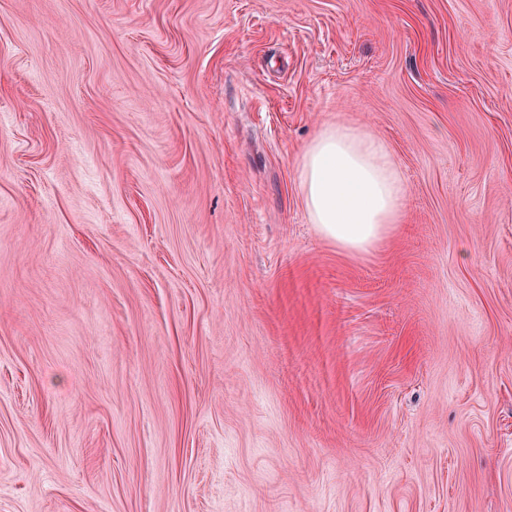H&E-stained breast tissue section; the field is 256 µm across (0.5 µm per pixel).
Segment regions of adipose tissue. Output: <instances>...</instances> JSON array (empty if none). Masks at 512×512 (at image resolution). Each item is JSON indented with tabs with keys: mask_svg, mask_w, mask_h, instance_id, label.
Instances as JSON below:
<instances>
[{
	"mask_svg": "<svg viewBox=\"0 0 512 512\" xmlns=\"http://www.w3.org/2000/svg\"><path fill=\"white\" fill-rule=\"evenodd\" d=\"M299 188L318 234L348 253L374 249L404 218L406 188L388 149L350 125H325L308 144Z\"/></svg>",
	"mask_w": 512,
	"mask_h": 512,
	"instance_id": "adipose-tissue-1",
	"label": "adipose tissue"
}]
</instances>
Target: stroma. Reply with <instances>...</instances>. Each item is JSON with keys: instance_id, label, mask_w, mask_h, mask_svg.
Instances as JSON below:
<instances>
[{"instance_id": "obj_1", "label": "stroma", "mask_w": 512, "mask_h": 512, "mask_svg": "<svg viewBox=\"0 0 512 512\" xmlns=\"http://www.w3.org/2000/svg\"><path fill=\"white\" fill-rule=\"evenodd\" d=\"M0 512H512V0H0ZM310 224L348 253L374 249L404 218L406 188L386 146L358 128L327 124L299 164Z\"/></svg>"}]
</instances>
